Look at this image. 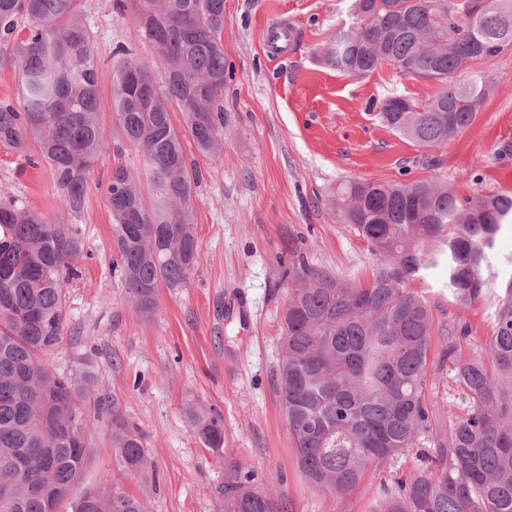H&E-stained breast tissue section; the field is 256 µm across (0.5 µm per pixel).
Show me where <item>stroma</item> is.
Listing matches in <instances>:
<instances>
[{"label": "stroma", "instance_id": "35a3bbf8", "mask_svg": "<svg viewBox=\"0 0 512 512\" xmlns=\"http://www.w3.org/2000/svg\"><path fill=\"white\" fill-rule=\"evenodd\" d=\"M82 17L94 34L99 122L111 150L98 160L80 217L63 207L48 167H33L26 155L0 145V195L80 230L64 339L49 356L56 372H87L93 397L103 401L89 413L90 456L74 492L117 482L128 493L149 494L154 512H215L229 457L253 469L260 488L282 495L288 512H377L383 489L418 466L415 451L390 459L343 497L314 489L297 466L273 384L281 312L296 286L283 266L302 259L349 283L369 279L375 255L329 210L347 182L434 178L462 197L503 192L512 178V49L482 63L493 89L472 125L448 147L421 149L381 123L377 104L396 91L427 101L436 83L389 65L351 77L320 60L327 37L352 23L351 0H224L223 160L211 163L187 151L203 172L193 193L200 262L185 287L160 289L145 318L112 268L105 188L113 168H137L138 155L114 120L109 75L120 47L150 61L156 73L167 63L115 0H83ZM277 20L297 34L280 58L264 41ZM446 280V271L435 269L412 288L440 323L470 325L466 354L483 353L493 307L459 308ZM190 401L223 417V452L195 436L185 416ZM114 403L146 436V454L160 477L157 492L124 478L112 457L107 408Z\"/></svg>", "mask_w": 512, "mask_h": 512}]
</instances>
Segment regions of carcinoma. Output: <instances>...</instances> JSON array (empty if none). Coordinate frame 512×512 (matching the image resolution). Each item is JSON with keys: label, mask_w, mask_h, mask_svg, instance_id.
Instances as JSON below:
<instances>
[{"label": "carcinoma", "mask_w": 512, "mask_h": 512, "mask_svg": "<svg viewBox=\"0 0 512 512\" xmlns=\"http://www.w3.org/2000/svg\"><path fill=\"white\" fill-rule=\"evenodd\" d=\"M146 2L117 0V8L130 10L168 67L157 75L133 57L113 65V116L141 172L116 165L106 197L116 269L134 307L150 316L159 289L185 286L199 264L192 197L201 170L188 164L185 143L211 162L223 157L224 0ZM475 2L352 0L355 22L327 39L321 60L353 77L389 64L438 84L425 103L388 96L379 119L420 147H446L492 91L489 75L470 64L512 48V0L482 10ZM81 6L0 0V65L17 71L21 101L0 100V144L26 151L34 143L75 215L109 149ZM330 209L379 263L362 284L303 261L292 267L299 285L282 311L274 384L298 467L314 488L342 496L425 438L432 453L385 490L381 512H512V278L498 285L492 273L497 237L512 227V196L462 200L436 180L350 182ZM80 253L72 225L53 224L16 198L0 201V512H58L89 459V392L45 361L63 341L66 283ZM442 265L457 306L496 308L484 356L465 354L468 327L436 322L410 288ZM449 374L468 410L445 423L430 388ZM186 416L206 447L223 449L219 414L192 402ZM145 439L112 403V456L124 475L154 481ZM218 494V512H287L234 460L224 461ZM72 512H152V503L91 488Z\"/></svg>", "instance_id": "carcinoma-1"}]
</instances>
